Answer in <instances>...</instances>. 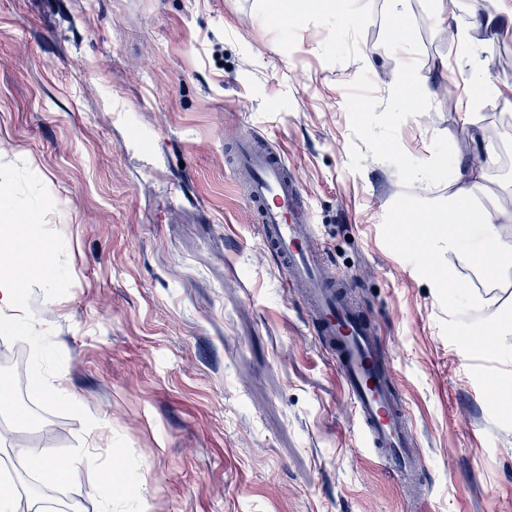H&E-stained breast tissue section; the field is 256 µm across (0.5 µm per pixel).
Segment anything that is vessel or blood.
<instances>
[{
  "mask_svg": "<svg viewBox=\"0 0 512 512\" xmlns=\"http://www.w3.org/2000/svg\"><path fill=\"white\" fill-rule=\"evenodd\" d=\"M241 191L259 224L264 249L285 273L284 286L303 301L307 321L331 355L363 444L393 475L403 497L422 503L426 467L417 434L394 387L392 359L314 239L305 190L284 156L248 132L233 149Z\"/></svg>",
  "mask_w": 512,
  "mask_h": 512,
  "instance_id": "1",
  "label": "vessel or blood"
}]
</instances>
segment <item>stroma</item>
<instances>
[{"instance_id":"1","label":"stroma","mask_w":512,"mask_h":512,"mask_svg":"<svg viewBox=\"0 0 512 512\" xmlns=\"http://www.w3.org/2000/svg\"><path fill=\"white\" fill-rule=\"evenodd\" d=\"M497 10L464 56L432 0H0V162L46 185L72 275L30 310L96 421L48 414L35 446L0 414L12 512H410L260 244L231 164L247 131L283 148L393 358L426 512H512V331L472 302L497 293L480 239L448 251L457 160L485 174L471 208L512 198V0ZM403 61L456 93L410 111ZM479 62L496 92L475 94ZM30 453L72 462L55 495L30 493Z\"/></svg>"}]
</instances>
